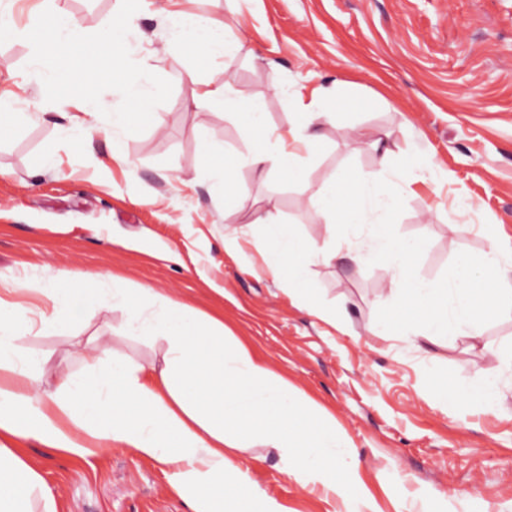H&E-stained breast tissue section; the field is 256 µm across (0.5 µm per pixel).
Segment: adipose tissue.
<instances>
[{
  "mask_svg": "<svg viewBox=\"0 0 512 512\" xmlns=\"http://www.w3.org/2000/svg\"><path fill=\"white\" fill-rule=\"evenodd\" d=\"M165 38L193 58L242 46L222 22L188 13L168 18ZM184 79L194 98L233 112L245 135L267 129L264 148L243 164L289 180L300 153L319 149L311 128L328 107L325 91H296L293 121L271 130L231 83L199 80L191 68ZM29 290L21 279L0 281V512H58L41 472L16 447L30 438L80 458L130 448L171 465V482L192 512H286L276 499L257 495L238 465L257 446L277 449L288 475L302 485L322 486L346 502L360 495L343 458L351 439L325 406L257 360L223 321L118 276L111 290L98 287L94 295L122 306L132 331L165 342L161 363L133 364L99 345L91 372L41 389L14 345L32 327L19 301ZM39 292L47 300L38 317L43 328L69 320L74 290L64 271L47 270Z\"/></svg>",
  "mask_w": 512,
  "mask_h": 512,
  "instance_id": "ef3b65f1",
  "label": "adipose tissue"
}]
</instances>
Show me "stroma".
<instances>
[{
    "label": "stroma",
    "instance_id": "35a3bbf8",
    "mask_svg": "<svg viewBox=\"0 0 512 512\" xmlns=\"http://www.w3.org/2000/svg\"><path fill=\"white\" fill-rule=\"evenodd\" d=\"M78 33L107 25L121 0H56ZM200 11L224 22L240 51L198 59L201 78L230 81L266 112L272 128L292 120L298 89L327 88L338 100L318 121L319 151L302 177L240 168L236 193L198 172L203 148L225 160L259 148L233 115L194 101L178 82L187 60L168 51L169 12ZM128 37L134 61L172 83L139 134L113 135L96 116L90 137L59 129L84 103L47 102L30 64L27 40L0 44V96L25 122L0 116V278L39 283L45 267L90 286L119 274L155 292L223 317L271 369L285 370L331 407L352 439L350 461L381 512H512V315L487 324L482 347L451 336L432 344L372 333L381 306L394 300L386 264L316 265L323 300L336 305L332 326L293 304L254 244L250 221L265 210L296 224L311 249L329 242L317 211L324 179L347 164L366 178L393 159L424 155L426 184L404 196L401 236L428 237L418 266L437 281L457 253L483 255L490 227L512 235V0H141ZM120 143L128 163L112 160ZM51 168H43L44 156ZM472 208L461 213L458 192ZM237 244H229L230 236ZM121 307L86 294L68 325L22 335L19 350L34 374L55 381L93 363L89 339L136 363L159 359L165 344L126 331ZM436 371L453 394L428 399ZM500 379L498 408L463 398L487 374ZM21 454L39 468L58 512H191L172 487L169 468L129 448L80 459L30 439ZM259 472L258 494L289 512H343L341 497L291 479L274 449L253 448L239 461Z\"/></svg>",
    "mask_w": 512,
    "mask_h": 512
}]
</instances>
